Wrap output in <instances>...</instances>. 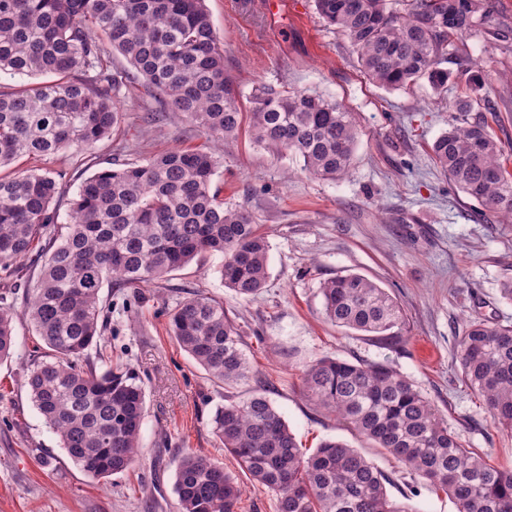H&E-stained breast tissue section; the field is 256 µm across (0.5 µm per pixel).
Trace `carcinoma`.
I'll use <instances>...</instances> for the list:
<instances>
[{
	"instance_id": "1",
	"label": "carcinoma",
	"mask_w": 512,
	"mask_h": 512,
	"mask_svg": "<svg viewBox=\"0 0 512 512\" xmlns=\"http://www.w3.org/2000/svg\"><path fill=\"white\" fill-rule=\"evenodd\" d=\"M316 13L348 37L364 75L387 90L420 80L445 88L448 48L484 26L491 0H313ZM129 62L114 71L105 44ZM0 72L46 76L0 88V279L20 281L22 261L41 263L21 309L45 345L24 386L70 458L96 479L127 470L137 456L145 391L129 364L104 361L112 301L102 289L136 287L218 253L224 287L243 299L268 279L269 245L252 213L213 188L217 148L249 120L252 143L290 153L324 179L349 174L360 130L355 114L310 90L259 83L241 92L205 0H0ZM139 84L158 113L180 112L206 135L84 178L66 230L58 206L70 169L16 172L20 158L47 161L70 151L89 168V147L120 130L121 88ZM472 100L433 143L443 172L467 196L512 221V173L485 122L465 119ZM331 324L392 340L405 318L386 289L358 274L319 287ZM0 293V360L14 346L16 299ZM170 332L180 348L223 386L251 376L242 332L224 304L197 294L176 305ZM465 384L512 431V324L473 320L459 338ZM308 398L390 453L415 476L446 492L457 512H512V469L465 448L406 376L388 364L331 357L302 375ZM214 433L276 512H415L390 497L387 479L357 449L328 439L306 454L283 415L255 392L217 407ZM180 512H236L242 485L224 465L197 453L178 461Z\"/></svg>"
}]
</instances>
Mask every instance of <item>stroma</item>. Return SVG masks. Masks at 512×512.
Returning a JSON list of instances; mask_svg holds the SVG:
<instances>
[{
  "mask_svg": "<svg viewBox=\"0 0 512 512\" xmlns=\"http://www.w3.org/2000/svg\"><path fill=\"white\" fill-rule=\"evenodd\" d=\"M268 2L206 0L224 64L242 94L258 83L316 90L355 113L360 136L352 170L339 180L316 177L294 156L257 148L241 135L225 149L213 185L226 203L247 206L267 238L262 292L244 300L225 288L218 254L152 284L113 289L104 340L113 358L138 371L146 399L139 453L124 473L92 478L46 427L22 380L43 344L17 314L14 352L0 363V512H178L179 458L193 451L236 471L211 419L226 398L254 391L266 393L305 452L326 439L345 441L387 477L393 499L416 512H456L445 492L413 478L304 395L302 371L323 357L393 365L465 447L512 467V433L463 383L456 359L470 319L512 323V302L500 295L502 282L512 279V226L462 193L431 152L480 68L485 84L469 117L493 128L512 170V0H492L490 31L457 44L448 86L439 90L425 82L400 90L375 85L348 38L323 22L313 0H282L285 10L276 15ZM151 105L139 91L125 94L123 133L92 148L96 168L202 142L200 129L181 113L145 122ZM348 273L397 300L407 322L402 342L390 346L326 321L319 286ZM197 293L223 302L240 326L252 367L246 383L216 386L171 335L170 312Z\"/></svg>",
  "mask_w": 512,
  "mask_h": 512,
  "instance_id": "1",
  "label": "stroma"
}]
</instances>
